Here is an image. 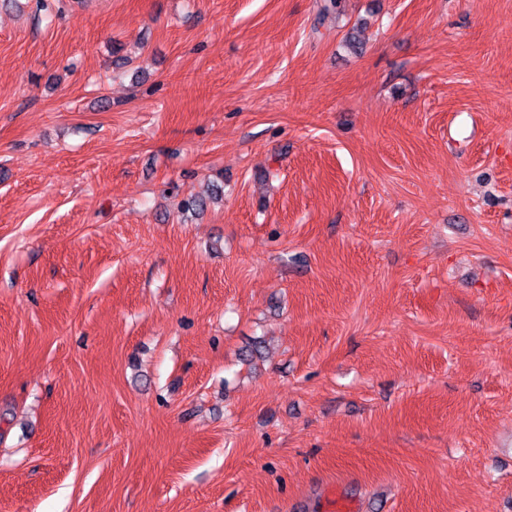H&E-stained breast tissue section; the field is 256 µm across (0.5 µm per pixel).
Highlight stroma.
<instances>
[{
  "instance_id": "stroma-1",
  "label": "stroma",
  "mask_w": 512,
  "mask_h": 512,
  "mask_svg": "<svg viewBox=\"0 0 512 512\" xmlns=\"http://www.w3.org/2000/svg\"><path fill=\"white\" fill-rule=\"evenodd\" d=\"M50 2L0 0V512H512V0Z\"/></svg>"
}]
</instances>
